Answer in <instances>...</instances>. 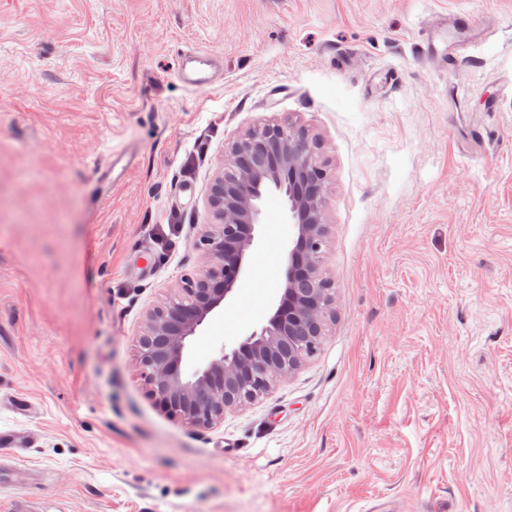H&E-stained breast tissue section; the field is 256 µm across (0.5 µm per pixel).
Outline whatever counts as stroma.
Listing matches in <instances>:
<instances>
[{
	"instance_id": "stroma-1",
	"label": "stroma",
	"mask_w": 512,
	"mask_h": 512,
	"mask_svg": "<svg viewBox=\"0 0 512 512\" xmlns=\"http://www.w3.org/2000/svg\"><path fill=\"white\" fill-rule=\"evenodd\" d=\"M189 47L222 80L184 86ZM266 123L327 171L332 307L314 357L199 427L137 340ZM261 208L191 365L273 313L296 229L284 193ZM0 432L28 440L0 444V512H512V0H0ZM131 165L130 154L121 152L112 153L107 163L98 173L99 183L111 184L113 181L123 179Z\"/></svg>"
}]
</instances>
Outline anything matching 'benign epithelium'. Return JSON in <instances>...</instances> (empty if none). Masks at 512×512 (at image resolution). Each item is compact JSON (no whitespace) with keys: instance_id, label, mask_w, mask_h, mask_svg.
<instances>
[{"instance_id":"1","label":"benign epithelium","mask_w":512,"mask_h":512,"mask_svg":"<svg viewBox=\"0 0 512 512\" xmlns=\"http://www.w3.org/2000/svg\"><path fill=\"white\" fill-rule=\"evenodd\" d=\"M269 137L259 143L252 135L235 143L231 159L215 178L208 207L214 222L207 225L203 244L208 263L197 277L148 315L145 336L156 338L150 351L138 348V364L150 393L168 413L198 426H210L224 412L253 402L274 380L292 372L277 348L288 338L320 334L331 301L311 287L319 278L323 244L324 197L322 169L311 164L306 143L298 134H278L281 125L268 123ZM288 173V223L296 235L288 250L285 286L273 315L236 347L220 350L207 364L185 370L190 338L208 317L239 288L246 276L245 256L255 245L261 219V188L278 185Z\"/></svg>"}]
</instances>
